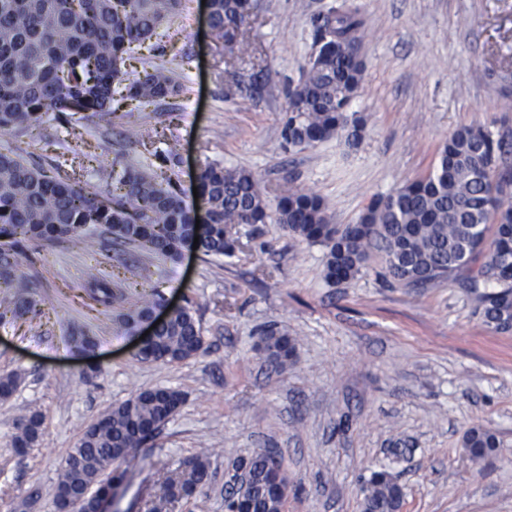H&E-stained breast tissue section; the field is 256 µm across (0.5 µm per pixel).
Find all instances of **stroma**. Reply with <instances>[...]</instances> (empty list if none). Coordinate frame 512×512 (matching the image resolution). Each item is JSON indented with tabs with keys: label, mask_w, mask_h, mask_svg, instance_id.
I'll use <instances>...</instances> for the list:
<instances>
[{
	"label": "stroma",
	"mask_w": 512,
	"mask_h": 512,
	"mask_svg": "<svg viewBox=\"0 0 512 512\" xmlns=\"http://www.w3.org/2000/svg\"><path fill=\"white\" fill-rule=\"evenodd\" d=\"M333 0H253L241 49L214 44L202 0L180 13L151 44L134 47L128 68L171 65L179 94L145 109L125 103L111 126L87 127L72 114L40 128L0 133L12 149L52 169L57 154L98 158L103 171L143 162L192 196L194 175L211 162L252 171L267 200L284 175L319 195L337 226L356 223L369 202L429 175L448 136L470 125L512 138V0H348L366 21V66L349 107L365 119L357 145L330 138L285 148L289 85L312 52L314 18ZM148 125L176 138L170 161L141 153L128 128ZM97 252L63 240L22 260L32 292L43 298L39 321L0 325V375L21 372L0 400V512H55L53 490L69 448L87 424L146 388L181 389L186 401L161 433L125 464L112 512H146L157 483L202 448L217 449L202 510L180 502L170 512H224L231 462L264 448L281 452L293 486L288 512H361L362 489L387 466L404 493L402 512H512V331L482 324L476 294L460 278L422 288L392 278L380 247L353 280L324 278L325 249L276 224L239 229L240 246L221 258L184 252L173 262L138 252L150 281L129 285L130 298L158 291L169 304L193 306L206 354L173 365L135 359V334L93 302L83 272H118L124 257L98 231ZM288 330L296 358L270 367L256 343L267 327ZM93 336L85 356L71 337ZM100 373L86 378L89 361ZM45 415L40 445L26 458L11 449L14 424L27 409ZM494 431L499 448L476 464L467 431ZM38 498L22 509L30 493Z\"/></svg>",
	"instance_id": "1"
}]
</instances>
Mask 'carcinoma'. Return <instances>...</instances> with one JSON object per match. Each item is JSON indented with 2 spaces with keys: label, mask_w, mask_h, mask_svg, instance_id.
<instances>
[{
  "label": "carcinoma",
  "mask_w": 512,
  "mask_h": 512,
  "mask_svg": "<svg viewBox=\"0 0 512 512\" xmlns=\"http://www.w3.org/2000/svg\"><path fill=\"white\" fill-rule=\"evenodd\" d=\"M182 0H0V133L24 131L50 113L84 114L87 124H112L122 119L114 107L116 87L126 97L154 104L181 90L173 69L151 65L138 72L126 69L134 43L144 44L174 16ZM210 37L218 45L236 44L249 17L248 0H210ZM313 50L319 60L308 64L295 88L287 92L288 113L284 143L308 148L332 137L357 141L362 121L343 111L349 88L361 81L356 57L364 20L358 11L336 0L328 12L312 21ZM136 145L157 156L175 157L173 139L157 146L154 130H139ZM498 177L512 180V145L495 139L481 125L460 128L448 136L432 174L408 182L374 199L357 223L338 228L331 223L323 200L314 193L285 185L270 206L258 179L249 170L220 163L201 169L198 200L187 201L171 180L151 170L129 165L112 185V196L91 190L89 166L74 155L55 165L51 176L22 155L0 152V238L5 239L4 265L23 254L27 242L53 243L65 239L94 250L91 229L109 227L126 245L146 249L172 261L185 249L205 256H231L238 248L237 227L278 224L288 234L326 249L325 278L334 284L354 279L368 260L375 241L383 244L394 279L407 287H423L454 272H464L465 287L491 284L496 290L480 295L478 313L495 332L512 330V193L485 175L491 161ZM199 243H194V237ZM94 302L115 307L117 320L128 330L163 304L153 291L134 302L120 284L97 269L85 273ZM41 302L26 291L15 293L0 307V325L7 319L41 313ZM258 346L276 368H288L295 343L285 330L262 331ZM208 347L189 307L168 310L140 362L177 364L206 353ZM185 394L172 387L142 390L106 410L82 429L63 460L54 488L57 512L70 501H81V512H94V493L121 464L135 456L148 438L181 408ZM44 415L31 410L20 416L12 437L19 457L40 444ZM497 435L473 427L463 448L475 462L496 453ZM205 448L181 462L173 475L160 482L148 512H167L209 484L211 457ZM252 473L245 495L228 486L224 505L229 512L244 500L248 512H286L290 490L288 469L278 461L268 465V453L258 451L237 460ZM279 478L271 491V477ZM403 490L390 471L372 472L363 488L362 512H401Z\"/></svg>",
  "instance_id": "obj_1"
}]
</instances>
